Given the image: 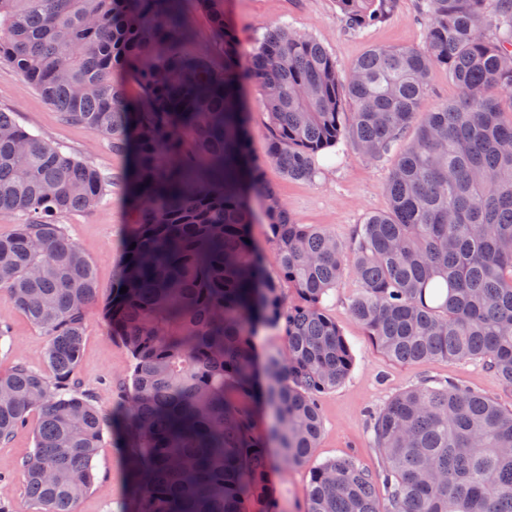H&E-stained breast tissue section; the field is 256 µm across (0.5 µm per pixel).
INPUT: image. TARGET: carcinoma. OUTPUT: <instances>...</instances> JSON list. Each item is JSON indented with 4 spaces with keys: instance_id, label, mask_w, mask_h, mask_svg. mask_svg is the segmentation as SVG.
<instances>
[{
    "instance_id": "obj_1",
    "label": "carcinoma",
    "mask_w": 512,
    "mask_h": 512,
    "mask_svg": "<svg viewBox=\"0 0 512 512\" xmlns=\"http://www.w3.org/2000/svg\"><path fill=\"white\" fill-rule=\"evenodd\" d=\"M394 2L336 0L353 32ZM201 3L224 45L219 65L191 50L181 0H0V64L130 161L105 175L0 111V212L19 219L0 234V292L49 338L47 371L0 374V442L37 415L20 464L36 512H75L114 430L136 512H274L269 444L288 465L309 461L317 399L353 366L324 308L348 272L362 283L353 315L388 358L479 360L512 387V118L492 95L512 96V0H421L424 45L374 48L344 80L320 41L286 26L242 66L223 0ZM441 68L461 97L422 116ZM245 78L266 111L268 159L292 179H313V156L341 141L378 159L419 122L386 184L388 210L350 243L293 223L263 182ZM114 186L131 224L103 315L132 364L125 399L105 412L76 380L93 264L60 219ZM251 195L265 204L278 283L250 241ZM281 323L284 355L259 363V328ZM258 397L272 418L265 438L247 405ZM372 431L383 471L349 458L313 466L307 512H512V410L423 382Z\"/></svg>"
}]
</instances>
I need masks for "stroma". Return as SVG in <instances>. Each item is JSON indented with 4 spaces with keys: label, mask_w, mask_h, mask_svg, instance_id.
Returning a JSON list of instances; mask_svg holds the SVG:
<instances>
[{
    "label": "stroma",
    "mask_w": 512,
    "mask_h": 512,
    "mask_svg": "<svg viewBox=\"0 0 512 512\" xmlns=\"http://www.w3.org/2000/svg\"><path fill=\"white\" fill-rule=\"evenodd\" d=\"M182 12L191 32V46L201 57L218 63L224 47L216 39L200 0H182ZM224 16L240 36V59L248 61L255 39L266 28L285 24L294 31L320 40L336 61L340 75L374 47H419L424 43L420 0H395L389 16L363 31H348L336 0H224ZM249 110L250 149L260 161L263 179L271 187L296 223L310 224L331 232L338 240H350L358 224L371 213L386 211L389 200L385 185L396 153L370 160L346 143L320 152L314 159L313 180H292L266 160L269 130L260 96L254 87L244 89ZM0 109L14 113L17 122L41 132L66 151L90 157L104 173L124 170V157L112 154L106 141L88 128L66 122L22 77L0 71ZM251 236L262 256L266 274L278 278L279 265L265 215L264 204L251 198ZM62 222L70 239L91 259L99 288L98 304L92 305L84 323V343L77 378L90 392L95 405L109 411L124 398L130 353L113 336L101 303L112 294L122 245L130 229V216L121 189H113L108 202L86 211L67 214ZM361 282L346 274L325 302L328 316L336 323L354 355V366L346 381L319 398L322 431L311 463H277L271 473L278 512H306V491L312 464L337 458L355 459L376 471L381 459L374 446L370 418L397 393L425 380H448L482 394L512 410V387L474 360L433 359L399 363L379 353L363 325L355 319L351 302ZM0 318L10 325L11 346H0V373L22 364L35 371L46 368L48 338L25 316L7 310L0 300ZM32 429L23 427L7 443H0V476L6 477L9 512H35L27 496L19 468L32 449ZM95 484L76 506V512H134L127 491L124 451L115 436L105 435L94 461Z\"/></svg>",
    "instance_id": "stroma-1"
}]
</instances>
